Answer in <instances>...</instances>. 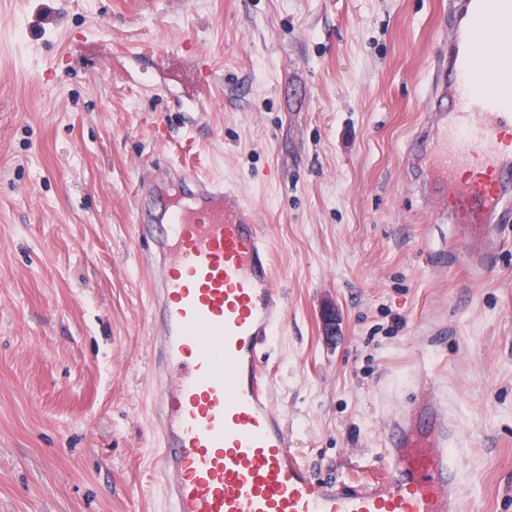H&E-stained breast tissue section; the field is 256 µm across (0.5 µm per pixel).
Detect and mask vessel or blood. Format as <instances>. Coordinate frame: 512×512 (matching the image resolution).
<instances>
[{
    "instance_id": "obj_1",
    "label": "vessel or blood",
    "mask_w": 512,
    "mask_h": 512,
    "mask_svg": "<svg viewBox=\"0 0 512 512\" xmlns=\"http://www.w3.org/2000/svg\"><path fill=\"white\" fill-rule=\"evenodd\" d=\"M447 51L430 101H447L410 153L432 173L440 218L459 235L492 232L512 213V0H465L448 13ZM492 45L477 82L476 49ZM476 173L462 184L464 168ZM191 204L139 211L157 272L152 348L163 375L151 402L164 512H460L448 411L430 391L385 430L387 461L366 480H316L299 459L263 371L262 352L287 318L274 254L253 210L223 180L197 178Z\"/></svg>"
}]
</instances>
